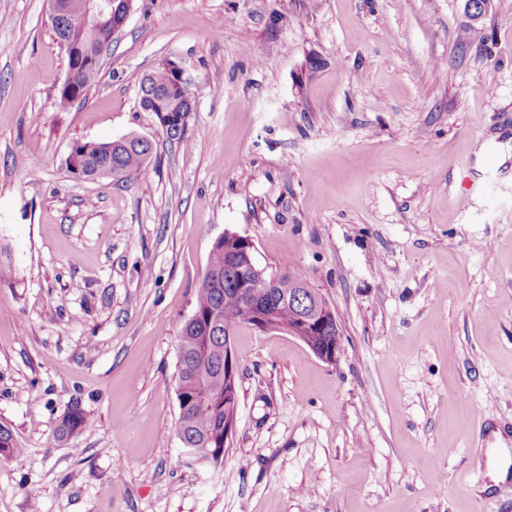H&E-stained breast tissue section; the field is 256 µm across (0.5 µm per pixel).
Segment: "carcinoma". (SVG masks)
<instances>
[{
    "mask_svg": "<svg viewBox=\"0 0 512 512\" xmlns=\"http://www.w3.org/2000/svg\"><path fill=\"white\" fill-rule=\"evenodd\" d=\"M65 29L76 40H83L85 49L96 52L98 45L112 42V31L102 26L93 34L85 28V13L80 4L72 5L64 18ZM100 66L80 67L73 85L59 93L61 106L83 97L98 76ZM149 88L163 92L173 85V78L164 69L148 75ZM186 113L170 112L163 126L170 140L181 138L188 128ZM152 145L132 139L128 142H84L72 147L73 166L69 171L86 180L103 169H110L124 181L132 174L149 171ZM242 244L233 238H219L213 245L207 270L197 289L195 309L184 324L177 350V400L179 414L177 434L182 446L196 448L194 461L217 466L223 463L224 420L237 414L238 388L224 368V345L235 327L250 323V313L235 294V283L229 280L226 258L240 251ZM88 416L79 402L72 403L61 415L57 431L69 436L80 431ZM19 452L11 429L0 424V458L8 459Z\"/></svg>",
    "mask_w": 512,
    "mask_h": 512,
    "instance_id": "carcinoma-1",
    "label": "carcinoma"
}]
</instances>
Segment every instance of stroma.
Listing matches in <instances>:
<instances>
[{
  "mask_svg": "<svg viewBox=\"0 0 512 512\" xmlns=\"http://www.w3.org/2000/svg\"><path fill=\"white\" fill-rule=\"evenodd\" d=\"M167 60L172 141L139 103ZM68 72L50 0H0V512H512V0H132L63 109ZM131 134L147 175L69 173ZM228 231L342 349L237 327L231 446L187 465L177 344ZM100 71L99 63L89 67H80L74 75L73 85L65 90H60V105L65 107L76 99L85 95L88 87L94 82ZM161 66L166 67L169 70L175 71L179 77L177 91L181 94L180 97L172 95V93H162L158 95H151L144 101V107H141L147 112H167L168 115L164 118L163 126L165 127V134L169 140L181 138L188 128L189 121H183L182 119L187 115L188 112H193V102L190 99V88L187 79L184 77V71L175 64L165 62ZM188 102L190 108L181 109L180 112H173V108L177 106L181 99ZM87 419L85 409L78 402H74L61 415L57 431L61 436L72 435L86 425Z\"/></svg>",
  "mask_w": 512,
  "mask_h": 512,
  "instance_id": "35a3bbf8",
  "label": "stroma"
}]
</instances>
